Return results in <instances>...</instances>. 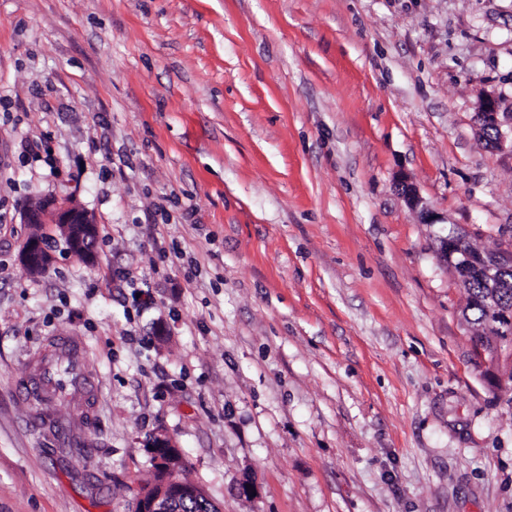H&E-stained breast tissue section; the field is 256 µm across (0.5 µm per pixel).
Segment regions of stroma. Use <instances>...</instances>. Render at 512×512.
<instances>
[{"label":"stroma","mask_w":512,"mask_h":512,"mask_svg":"<svg viewBox=\"0 0 512 512\" xmlns=\"http://www.w3.org/2000/svg\"><path fill=\"white\" fill-rule=\"evenodd\" d=\"M486 93L512 0H0V512H131L159 430L221 512H512V358L436 252L512 246ZM67 344L89 390L34 399ZM476 113L477 126L480 134L483 130L494 128L497 130V139L490 142V146H497L503 141L502 121L499 112V100L493 94H485L479 101ZM28 224H57L70 251L86 263L97 258L98 230L92 217L77 204L64 198L45 196L25 213ZM53 259L50 250L46 249L38 237L30 238L25 242L19 254L20 263L33 274L49 268Z\"/></svg>","instance_id":"1"}]
</instances>
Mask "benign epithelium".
I'll use <instances>...</instances> for the list:
<instances>
[{
    "label": "benign epithelium",
    "mask_w": 512,
    "mask_h": 512,
    "mask_svg": "<svg viewBox=\"0 0 512 512\" xmlns=\"http://www.w3.org/2000/svg\"><path fill=\"white\" fill-rule=\"evenodd\" d=\"M476 119L478 131L489 128L497 130V139L491 141L490 145L501 144L504 135L499 100L494 95L488 93L480 99ZM399 190L409 207H420L422 201L413 184L402 179ZM25 220L28 224L57 225L72 253L87 263L96 261L98 230L92 217L77 204L66 198L46 196L26 211ZM463 259L480 270L483 281L491 290L487 304L493 309L498 308L497 289L502 285L505 270L500 258L482 251L466 250ZM19 261L28 271L37 274L49 268L53 255L40 238L33 237L22 246ZM145 448L154 460L156 472L161 475V479L149 488L138 490L131 512H178V504L182 501L189 498L199 500L205 496L199 485L174 474V464L181 456V451L171 437L164 433L155 434L146 441Z\"/></svg>",
    "instance_id": "obj_1"
}]
</instances>
